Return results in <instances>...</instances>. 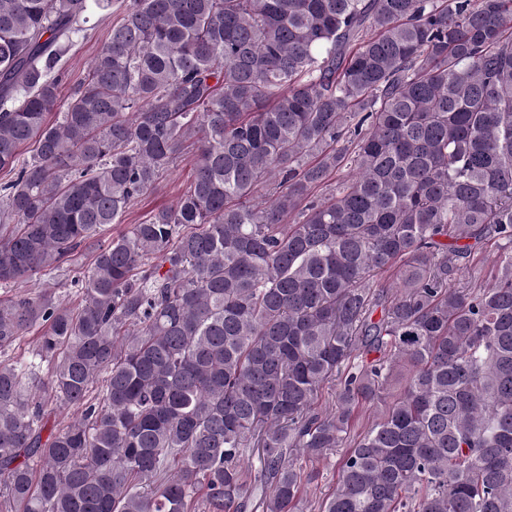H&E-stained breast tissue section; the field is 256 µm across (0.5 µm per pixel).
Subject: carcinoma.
I'll use <instances>...</instances> for the list:
<instances>
[{"label":"carcinoma","mask_w":512,"mask_h":512,"mask_svg":"<svg viewBox=\"0 0 512 512\" xmlns=\"http://www.w3.org/2000/svg\"><path fill=\"white\" fill-rule=\"evenodd\" d=\"M114 4L0 0V288L81 295L0 296V512H512V0H120L62 101ZM112 12V15L99 22L95 29L88 31L87 36L80 38L63 57L61 95L64 99L70 90L84 79L88 63L107 40L112 22L120 17V11L116 7H112ZM193 163L194 149L189 147L177 159L168 174L157 183L154 190L134 206L125 224H133L153 209L175 204L178 196L189 184ZM56 282L41 275H35L32 278H30L27 282L19 285L20 288L12 289L37 294L39 292H42L45 288H57V295H60L68 302L77 304V302L79 301V297L72 293L73 290L66 286H61V284L58 285L56 284ZM340 456L339 454H331L326 459L320 460L313 464L315 470L319 473V478L315 482V486L310 490L307 495V511H311L318 506L321 499L336 486V480L339 470Z\"/></svg>","instance_id":"cac0c4a2"}]
</instances>
